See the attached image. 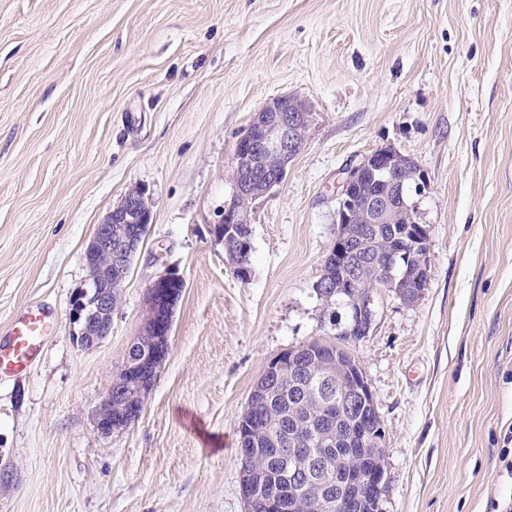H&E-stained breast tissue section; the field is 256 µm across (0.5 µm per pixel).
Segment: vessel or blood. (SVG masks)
I'll list each match as a JSON object with an SVG mask.
<instances>
[{"mask_svg": "<svg viewBox=\"0 0 512 512\" xmlns=\"http://www.w3.org/2000/svg\"><path fill=\"white\" fill-rule=\"evenodd\" d=\"M56 324L55 310L46 304L26 307L0 331V380L27 374L40 357Z\"/></svg>", "mask_w": 512, "mask_h": 512, "instance_id": "b4317fda", "label": "vessel or blood"}]
</instances>
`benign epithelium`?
Returning <instances> with one entry per match:
<instances>
[{"label": "benign epithelium", "mask_w": 512, "mask_h": 512, "mask_svg": "<svg viewBox=\"0 0 512 512\" xmlns=\"http://www.w3.org/2000/svg\"><path fill=\"white\" fill-rule=\"evenodd\" d=\"M310 123L309 109L292 95L271 99L255 113L247 131L238 139L234 150L232 197L224 205L221 223L213 225L216 239L224 243L225 255L236 276L246 281L251 269L242 257L253 248L250 232L242 229L243 208L247 201L262 196L285 179L288 165L300 152ZM258 155L268 158L266 178L258 182L251 170ZM400 154L394 149L381 148L343 172L336 186V236L324 259L323 273L317 281V295L327 306L333 296L348 293L353 311V324L336 333V344L347 350L345 343L359 342L370 330L373 319V292L382 288L394 293L403 302H415L422 291L404 289L394 274L397 252L388 248V242L378 233L369 241L356 233V224H389L395 210L391 197H382L370 206L361 205L354 195V187L365 173H378L404 195V178ZM152 225V213L139 190L130 191L112 210L107 219L96 226L86 246L84 260L88 278L72 304V317L81 324L75 336L77 346L90 350L112 330V312L116 307L117 289L128 277L131 261L143 244ZM395 239L405 242L413 255L427 245L430 229L426 224H408L399 227ZM185 288L183 276L173 268H166L150 282L147 292V315L138 334V352L129 354L122 369L127 379H141L146 368L167 356L169 337L175 307ZM322 348H331L324 339H315L297 349L285 352L271 360L250 393L247 408L254 409L266 403L271 378L290 365H307L318 369L320 376L336 382V405L344 404L358 412L357 418L367 415L373 428L361 426L360 441L365 447L377 450L385 447V430L376 408L370 384L358 362L349 371L336 362L317 357ZM327 403L325 409H330ZM96 427L99 433L110 436L129 427L112 423V391H107L96 409ZM336 469L355 474L336 485V508L346 512L353 502L371 497L380 499L385 486L382 461L369 472H354V462L336 460Z\"/></svg>", "instance_id": "obj_1"}]
</instances>
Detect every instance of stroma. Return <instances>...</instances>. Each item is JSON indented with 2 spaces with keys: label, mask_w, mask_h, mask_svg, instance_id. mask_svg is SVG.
Instances as JSON below:
<instances>
[{
  "label": "stroma",
  "mask_w": 512,
  "mask_h": 512,
  "mask_svg": "<svg viewBox=\"0 0 512 512\" xmlns=\"http://www.w3.org/2000/svg\"><path fill=\"white\" fill-rule=\"evenodd\" d=\"M284 94L313 118L250 206L243 281L212 226L237 139ZM385 146L426 177L430 278L411 304L375 293L350 347L386 432L379 512H489L512 499V0H0V329L57 313L0 382V512H246L238 422L271 359L325 336L336 180ZM134 188L153 224L84 350V249ZM167 266L185 280L168 355L103 436L95 407Z\"/></svg>",
  "instance_id": "obj_1"
}]
</instances>
